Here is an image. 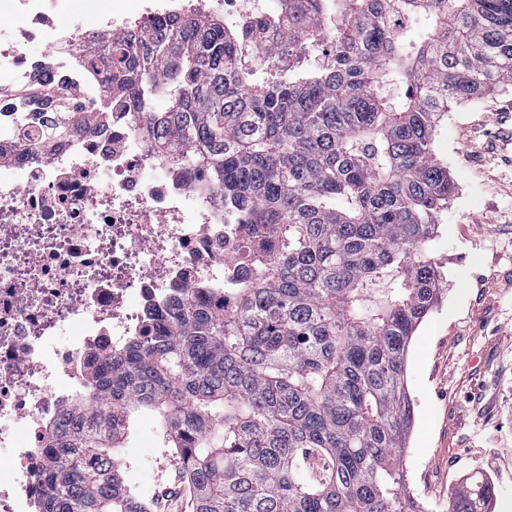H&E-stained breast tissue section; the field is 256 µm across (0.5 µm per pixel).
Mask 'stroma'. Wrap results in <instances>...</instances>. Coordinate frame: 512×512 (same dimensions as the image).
<instances>
[{"label": "stroma", "mask_w": 512, "mask_h": 512, "mask_svg": "<svg viewBox=\"0 0 512 512\" xmlns=\"http://www.w3.org/2000/svg\"><path fill=\"white\" fill-rule=\"evenodd\" d=\"M490 130L494 154L479 157L468 132ZM434 150L457 192L430 243L440 296L414 333L407 385L414 422L400 461L430 512H448V496L471 476L495 489L491 512H512V86L444 118ZM481 448L496 468L470 458ZM125 479L173 482L176 469L154 415H136L123 443Z\"/></svg>", "instance_id": "35a3bbf8"}]
</instances>
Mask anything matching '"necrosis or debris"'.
Instances as JSON below:
<instances>
[{
    "mask_svg": "<svg viewBox=\"0 0 512 512\" xmlns=\"http://www.w3.org/2000/svg\"><path fill=\"white\" fill-rule=\"evenodd\" d=\"M0 21V512H33L50 424L79 394L87 364L143 335L180 288L212 294L244 274L237 225L201 177H177L138 127L105 121L83 59L128 41L145 20L201 12L239 22L266 0H12ZM38 41L40 55L23 52ZM76 117L68 138L42 129Z\"/></svg>",
    "mask_w": 512,
    "mask_h": 512,
    "instance_id": "1",
    "label": "necrosis or debris"
}]
</instances>
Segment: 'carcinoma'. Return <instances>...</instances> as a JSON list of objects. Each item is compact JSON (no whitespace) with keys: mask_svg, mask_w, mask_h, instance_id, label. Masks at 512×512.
<instances>
[{"mask_svg":"<svg viewBox=\"0 0 512 512\" xmlns=\"http://www.w3.org/2000/svg\"><path fill=\"white\" fill-rule=\"evenodd\" d=\"M144 33L143 48L90 47L104 111L205 178L248 273L228 300L180 290L89 365L50 425L38 512H146L121 475L141 408L193 512H429L399 452L409 345L439 296L429 243L455 190L432 144L453 107L512 84V0H280L245 28L184 15ZM253 37L263 63L243 67ZM493 498L472 479L449 512Z\"/></svg>","mask_w":512,"mask_h":512,"instance_id":"1","label":"carcinoma"}]
</instances>
